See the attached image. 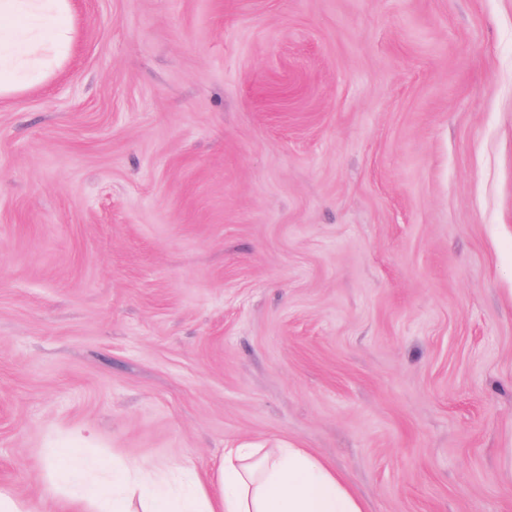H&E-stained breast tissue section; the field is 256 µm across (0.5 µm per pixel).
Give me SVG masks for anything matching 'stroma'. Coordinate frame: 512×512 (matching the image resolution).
<instances>
[{
	"label": "stroma",
	"mask_w": 512,
	"mask_h": 512,
	"mask_svg": "<svg viewBox=\"0 0 512 512\" xmlns=\"http://www.w3.org/2000/svg\"><path fill=\"white\" fill-rule=\"evenodd\" d=\"M0 99V488L305 448L512 512V0H72Z\"/></svg>",
	"instance_id": "1"
}]
</instances>
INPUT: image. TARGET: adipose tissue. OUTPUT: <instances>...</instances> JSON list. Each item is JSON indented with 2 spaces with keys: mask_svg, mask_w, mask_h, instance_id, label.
Here are the masks:
<instances>
[{
  "mask_svg": "<svg viewBox=\"0 0 512 512\" xmlns=\"http://www.w3.org/2000/svg\"><path fill=\"white\" fill-rule=\"evenodd\" d=\"M69 0H0V97L46 78L72 40ZM60 448L45 481L68 512H366L343 476L303 448H228L210 480L187 461L99 462Z\"/></svg>",
  "mask_w": 512,
  "mask_h": 512,
  "instance_id": "ef3b65f1",
  "label": "adipose tissue"
}]
</instances>
